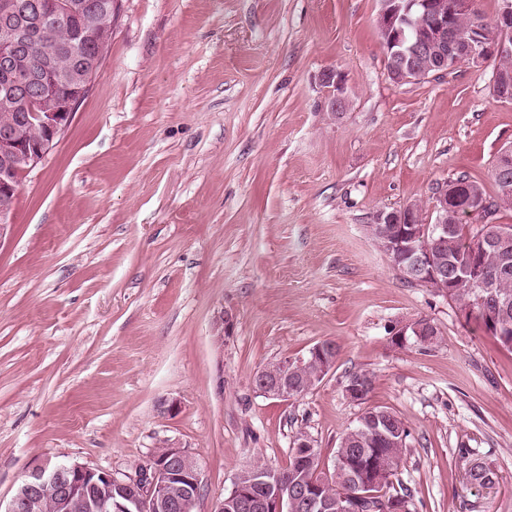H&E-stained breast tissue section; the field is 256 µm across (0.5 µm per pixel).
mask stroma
<instances>
[{"instance_id":"35a3bbf8","label":"stroma","mask_w":512,"mask_h":512,"mask_svg":"<svg viewBox=\"0 0 512 512\" xmlns=\"http://www.w3.org/2000/svg\"><path fill=\"white\" fill-rule=\"evenodd\" d=\"M378 0H119L88 96L27 173L0 239V500L44 459L116 477L165 443L198 463L200 512L305 430L333 469L387 407L411 435L393 489L415 512H512V352L448 296L404 282L367 226L512 146L493 61L395 83ZM346 76L332 121L318 77ZM234 329L215 343L221 312ZM430 320L427 352L392 332ZM339 347L292 400L270 362ZM374 377L366 404L349 374ZM177 401L175 412L163 404ZM468 457H460V449ZM493 470L481 488L467 463Z\"/></svg>"}]
</instances>
